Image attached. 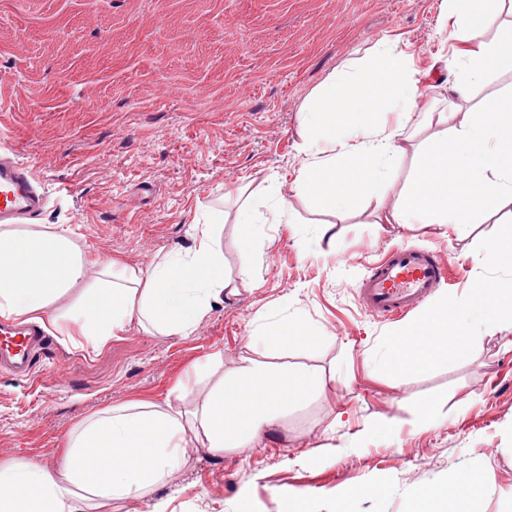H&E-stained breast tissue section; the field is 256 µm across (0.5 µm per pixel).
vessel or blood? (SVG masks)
Returning <instances> with one entry per match:
<instances>
[{"label": "vessel or blood", "instance_id": "obj_1", "mask_svg": "<svg viewBox=\"0 0 512 512\" xmlns=\"http://www.w3.org/2000/svg\"><path fill=\"white\" fill-rule=\"evenodd\" d=\"M46 196L29 166L14 149L0 143V223L21 224L45 208ZM446 266L432 251L413 246L391 248L359 284L358 298L365 311L382 321L400 320L428 300L446 281ZM46 337L35 325L0 326V365L28 375Z\"/></svg>", "mask_w": 512, "mask_h": 512}]
</instances>
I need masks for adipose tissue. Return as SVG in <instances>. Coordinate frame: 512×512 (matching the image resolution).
Returning <instances> with one entry per match:
<instances>
[{
	"mask_svg": "<svg viewBox=\"0 0 512 512\" xmlns=\"http://www.w3.org/2000/svg\"><path fill=\"white\" fill-rule=\"evenodd\" d=\"M505 3L442 0L450 36L463 45L456 63L460 98L443 108L420 109L424 92L397 38L379 41L332 76L303 113L297 189L331 210L345 200H377L380 224H448L458 233L512 205V94L488 96L475 108L462 101L493 71L512 70V32L485 37ZM419 111L434 132L413 178L396 192L391 177L413 146L406 128ZM188 233L189 248L156 255L147 266L110 256L92 273L66 231L1 224L0 318L41 323L82 350L102 349L133 323L160 336H191L213 305L238 288L224 274L214 224L190 225ZM475 307L485 321L512 324V287L483 284L456 306L436 304L388 342L385 367L417 374L448 353H462ZM314 334L298 318L264 319L253 336L264 361L241 358L199 408L134 399L79 422L56 470L0 463V512H105L131 498L148 500L146 512H164L149 498L174 479L187 449L221 456L257 447L289 407L324 394L315 374L278 360Z\"/></svg>",
	"mask_w": 512,
	"mask_h": 512,
	"instance_id": "obj_1",
	"label": "adipose tissue"
}]
</instances>
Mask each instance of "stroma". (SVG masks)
I'll use <instances>...</instances> for the list:
<instances>
[{
    "label": "stroma",
    "mask_w": 512,
    "mask_h": 512,
    "mask_svg": "<svg viewBox=\"0 0 512 512\" xmlns=\"http://www.w3.org/2000/svg\"><path fill=\"white\" fill-rule=\"evenodd\" d=\"M441 0H0V137L48 196L36 222L70 229L88 263L118 256L146 265L188 247L190 224L222 212L224 272L238 294L188 337L130 325L101 351L52 336L34 375L0 372V462L53 469L68 431L131 399L164 400L193 362V409L212 383L255 357L263 312L320 328L287 362L320 374L323 396L289 409L260 447L218 458L191 448L154 498L167 512H413L418 491L475 469L478 512H512V328L475 325L468 351L418 376L380 366L387 340L423 317L379 322L356 288L396 245L435 251L448 280L433 302H459L478 282H512L482 261L484 245L512 238V211L462 233L441 224H379L376 200L345 212L318 207L294 186L303 109L346 63L400 37L430 105L458 82L445 66L458 48L438 22ZM291 208L261 225L264 259L239 244L244 202ZM333 233L320 236L321 225ZM253 266L255 281L241 282ZM439 415L418 425L416 408ZM387 430L365 432L371 421ZM378 486L374 495L355 488Z\"/></svg>",
    "instance_id": "obj_1"
}]
</instances>
